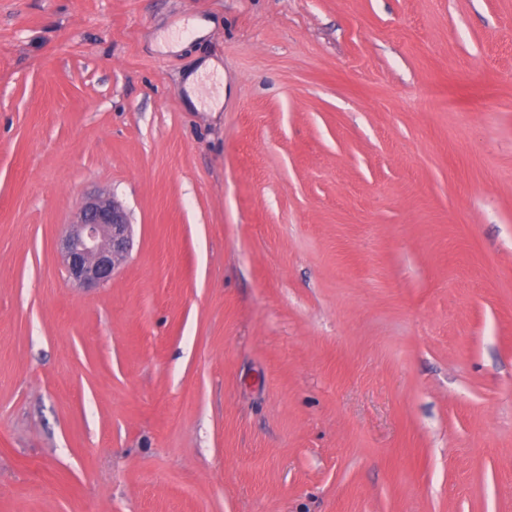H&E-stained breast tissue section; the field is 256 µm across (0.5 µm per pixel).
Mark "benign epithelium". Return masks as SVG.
Returning <instances> with one entry per match:
<instances>
[{
  "mask_svg": "<svg viewBox=\"0 0 512 512\" xmlns=\"http://www.w3.org/2000/svg\"><path fill=\"white\" fill-rule=\"evenodd\" d=\"M132 247V225L125 208L99 194L86 197L62 239L60 253L69 278L88 288L107 284Z\"/></svg>",
  "mask_w": 512,
  "mask_h": 512,
  "instance_id": "1",
  "label": "benign epithelium"
}]
</instances>
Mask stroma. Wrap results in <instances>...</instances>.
<instances>
[{
	"label": "stroma",
	"mask_w": 512,
	"mask_h": 512,
	"mask_svg": "<svg viewBox=\"0 0 512 512\" xmlns=\"http://www.w3.org/2000/svg\"><path fill=\"white\" fill-rule=\"evenodd\" d=\"M0 512H512V0H0ZM132 247V225L114 198L91 194L62 239L60 253L69 278L87 288L107 284Z\"/></svg>",
	"instance_id": "1"
}]
</instances>
